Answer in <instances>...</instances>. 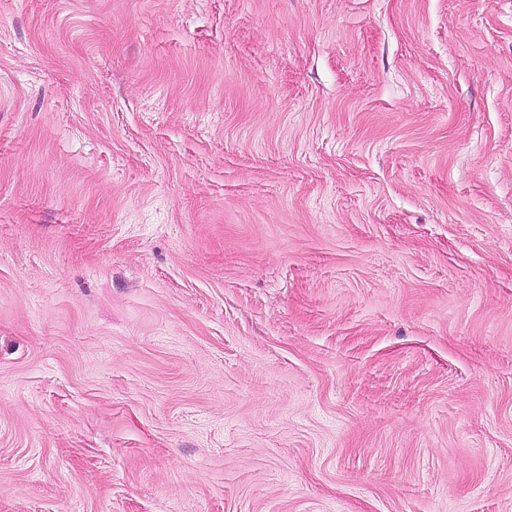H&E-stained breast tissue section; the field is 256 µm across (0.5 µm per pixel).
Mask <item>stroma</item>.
Instances as JSON below:
<instances>
[{"mask_svg": "<svg viewBox=\"0 0 512 512\" xmlns=\"http://www.w3.org/2000/svg\"><path fill=\"white\" fill-rule=\"evenodd\" d=\"M0 512H512V0H0Z\"/></svg>", "mask_w": 512, "mask_h": 512, "instance_id": "stroma-1", "label": "stroma"}]
</instances>
